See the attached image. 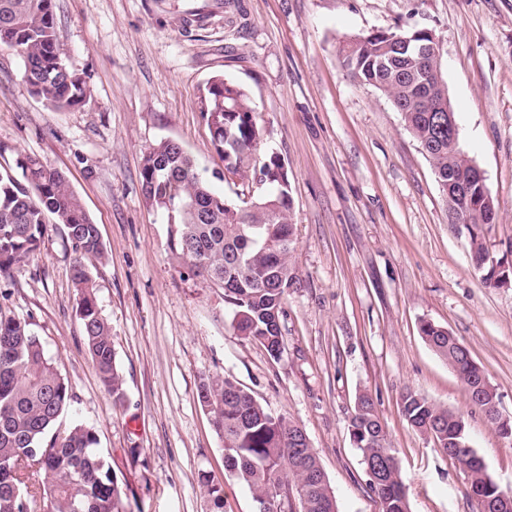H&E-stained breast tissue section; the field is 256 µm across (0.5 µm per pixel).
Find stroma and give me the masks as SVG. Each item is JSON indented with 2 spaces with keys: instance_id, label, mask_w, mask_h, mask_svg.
<instances>
[{
  "instance_id": "1",
  "label": "stroma",
  "mask_w": 512,
  "mask_h": 512,
  "mask_svg": "<svg viewBox=\"0 0 512 512\" xmlns=\"http://www.w3.org/2000/svg\"><path fill=\"white\" fill-rule=\"evenodd\" d=\"M200 5L207 21L185 24ZM54 14L87 100L50 110L24 81L21 58L0 50V164L32 156L62 171L98 224L105 254L85 264L112 325L123 402L105 392L83 343L62 227L0 275V309L31 322L68 381L74 399L62 422L95 427L125 512H211L205 476L222 485L223 512H254L198 400L213 375L303 429L338 512H380L349 433L362 394L397 452L411 512H481L461 466L404 422L408 389L464 420L471 448L512 494V440L470 407L419 332L430 321L456 336L512 415V283L484 285L468 230L449 224L400 112L347 75L340 54L371 30H432L462 148L497 203L490 255L512 260V0H54ZM218 75L246 86L263 129L260 158L277 156L288 170L297 282L276 359L232 327L223 289L187 276L143 195V157L163 140L182 146L215 191L231 200L242 192L221 180L202 114Z\"/></svg>"
}]
</instances>
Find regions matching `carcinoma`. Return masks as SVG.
Here are the masks:
<instances>
[{
  "instance_id": "1",
  "label": "carcinoma",
  "mask_w": 512,
  "mask_h": 512,
  "mask_svg": "<svg viewBox=\"0 0 512 512\" xmlns=\"http://www.w3.org/2000/svg\"><path fill=\"white\" fill-rule=\"evenodd\" d=\"M0 47L23 62L31 93L54 110L86 101L84 78L71 70L57 46L53 0H0ZM342 65L363 85L380 90L402 112L406 129L429 159L447 208L468 221L469 256L488 286L503 282L502 273L486 261L484 226L494 223L496 205L486 184L473 176L468 161L448 148V124L438 107L448 101L446 82L435 72L440 44L429 29L372 30L345 42ZM204 117L212 144L224 168L241 180L253 175L264 190L253 195L250 209L225 200L212 190L192 156L171 141L149 149L141 168L145 199L171 226L169 247L189 275L224 284V303L232 325L244 339L258 343L277 358L281 336L270 322L282 308L288 288L267 283L293 281L288 260L294 227L288 174L278 159L258 163L263 131L247 89L216 77L204 93ZM21 175L0 165V273L33 254L50 224L64 226L77 253L72 280L83 341L105 392L122 400L123 379L112 347V326L101 314L94 282L82 263L103 255L98 225L87 214L68 178L37 158L16 161ZM464 187L462 196L448 193V182ZM425 343L456 372L470 404L499 435L497 395L468 348L447 329L429 321L420 325ZM73 394L55 361L44 351L31 323L0 312V512H122V489L100 452L94 427L76 422L64 436L55 428ZM202 407L210 408L217 435L224 443L228 477L246 487L252 499L295 498L305 512H337L336 499L313 450L293 451L298 426L272 414L250 392L229 377H207L198 386ZM403 420L421 433L435 432L433 441L468 476L469 492L488 504L487 512H512V496L500 497L496 482L475 450L457 454L456 442H467L461 417L426 397L407 391L400 398ZM350 433L364 466H379L382 480L370 484L381 512H410L398 461L386 446V432L373 400L362 395L350 420ZM214 512L223 509V489L207 476Z\"/></svg>"
}]
</instances>
